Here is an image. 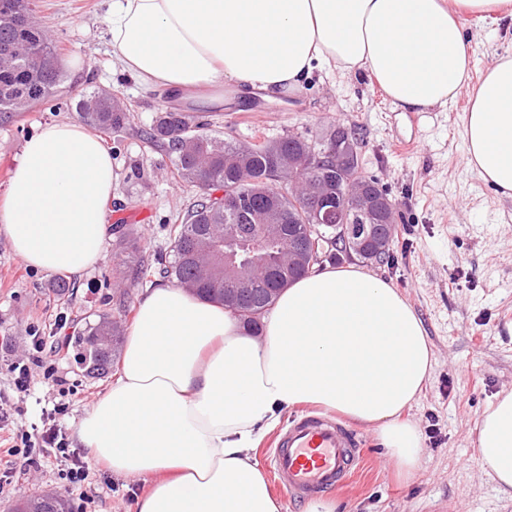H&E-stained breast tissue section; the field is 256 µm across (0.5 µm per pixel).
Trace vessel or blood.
Here are the masks:
<instances>
[{
	"label": "vessel or blood",
	"mask_w": 512,
	"mask_h": 512,
	"mask_svg": "<svg viewBox=\"0 0 512 512\" xmlns=\"http://www.w3.org/2000/svg\"><path fill=\"white\" fill-rule=\"evenodd\" d=\"M362 461L357 432L317 412L292 419L269 456L279 489L301 501L341 488Z\"/></svg>",
	"instance_id": "1"
}]
</instances>
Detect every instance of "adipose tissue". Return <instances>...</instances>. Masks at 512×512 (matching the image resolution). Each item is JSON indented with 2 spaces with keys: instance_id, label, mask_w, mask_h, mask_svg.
<instances>
[{
  "instance_id": "ef3b65f1",
  "label": "adipose tissue",
  "mask_w": 512,
  "mask_h": 512,
  "mask_svg": "<svg viewBox=\"0 0 512 512\" xmlns=\"http://www.w3.org/2000/svg\"><path fill=\"white\" fill-rule=\"evenodd\" d=\"M512 18V0H110L112 53L141 85L220 107L225 94L269 100L314 72L369 74L404 112L448 109L461 91L468 167L512 197V49L470 85L458 22ZM116 175L99 135L53 122L26 140L0 232L28 266L80 275L103 259ZM249 336L223 307L179 286L141 302L120 371L75 433L94 463L151 480L137 512H283L253 451L282 415L310 404L374 426L406 471L418 427L402 414L422 392L432 350L387 281L329 269L284 288ZM484 473L512 488V391L477 425Z\"/></svg>"
}]
</instances>
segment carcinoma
Listing matches in <instances>:
<instances>
[{"label": "carcinoma", "mask_w": 512, "mask_h": 512, "mask_svg": "<svg viewBox=\"0 0 512 512\" xmlns=\"http://www.w3.org/2000/svg\"><path fill=\"white\" fill-rule=\"evenodd\" d=\"M32 12L31 0H0V124L14 121L53 97L64 79L58 49L47 41ZM37 53L43 57L39 63L34 60ZM103 95L102 91H92L79 101V120L104 133L125 130L127 109L120 103L112 108L104 106ZM208 127L209 122L196 113L163 110L156 114L145 134L147 142L166 148L174 174L197 187L200 194L170 227V258L160 259L154 266L145 261L144 255L134 256L115 269L117 278L141 286L156 284L157 276L179 285L189 284L200 299L223 306L255 330L278 291L312 273L323 260L343 258V248L333 237L325 234L319 238L308 228L309 202L288 182L319 189L325 208L336 205V185L349 186L353 195L370 184L382 204L363 221L397 223L395 203L361 170L359 138H354L355 152L342 161L303 165L296 173L290 164L314 150L306 138L288 135L245 145L216 137ZM220 191L249 201L250 210L235 218L224 214ZM363 221L357 219L355 223ZM261 224H277L281 232L277 241L267 246L261 269L250 276L244 288L239 275L247 272L237 271L224 258V247H218L214 254L204 246L246 229L256 232ZM291 245L302 247L304 253L302 260L293 264L288 263ZM108 324L112 325L113 339L104 346L98 336ZM122 336L121 320L102 314L93 323L86 321L74 327L66 342L77 350L86 375L95 377L105 374L112 365ZM67 508L64 499L31 497L21 512H63Z\"/></svg>", "instance_id": "carcinoma-1"}]
</instances>
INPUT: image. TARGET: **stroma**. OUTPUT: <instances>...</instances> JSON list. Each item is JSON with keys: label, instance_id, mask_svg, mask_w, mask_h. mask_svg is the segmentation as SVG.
Segmentation results:
<instances>
[{"label": "stroma", "instance_id": "obj_1", "mask_svg": "<svg viewBox=\"0 0 512 512\" xmlns=\"http://www.w3.org/2000/svg\"><path fill=\"white\" fill-rule=\"evenodd\" d=\"M46 37L62 59L81 56L83 68H65V79L48 102L0 126V196L21 156L25 140L45 124L76 120V105L88 92L106 89L129 107L120 135L103 136L118 180L111 212L144 206L146 222H109L104 257L63 293L60 275L26 265L0 233V396L11 397L9 367L21 355L30 327L51 332L59 313L95 320L118 315L120 305L137 309L147 294L139 286L117 287L112 269L122 233L137 236L146 254L169 253V228L198 190L173 173L166 152L146 147L141 133L156 112L171 103L158 90L120 72L107 33V0H33ZM471 39L472 75L480 77L495 54L512 48V20L483 25L462 17ZM468 106L460 92L448 111L403 112L365 75L315 73L306 87L280 102L242 101L207 109L212 134L254 143L291 134L320 141L328 125L342 123L363 138L361 165L396 202L400 220L391 261L343 258L397 288L422 320L433 353L429 378L419 399L404 413L422 433L419 467L400 472L377 438L360 424L363 463L348 486L332 493L337 512H512V494L499 492L481 472L477 451L479 419L495 397L512 391V199L497 195L467 166L459 116ZM413 140L411 150L398 138ZM74 382L70 412L63 419L74 432L85 412L112 383V375L86 376L73 351L62 350ZM98 496L82 505L67 487L54 457L33 452L18 457L12 482L0 488V512H16L33 495L53 493L69 500L73 512H136L148 485L90 468Z\"/></svg>", "mask_w": 512, "mask_h": 512}]
</instances>
